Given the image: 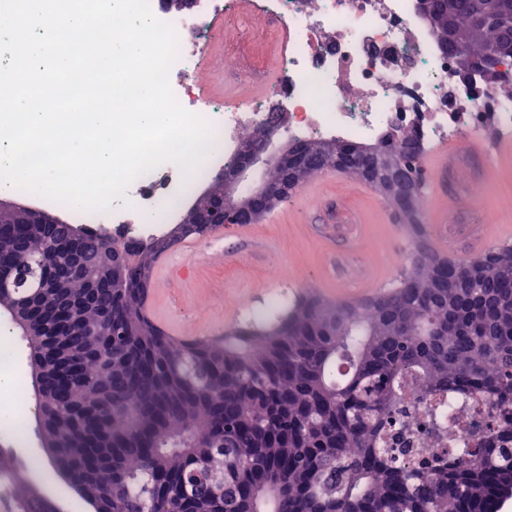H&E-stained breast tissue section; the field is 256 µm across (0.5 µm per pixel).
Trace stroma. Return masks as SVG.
<instances>
[{"mask_svg":"<svg viewBox=\"0 0 512 512\" xmlns=\"http://www.w3.org/2000/svg\"><path fill=\"white\" fill-rule=\"evenodd\" d=\"M316 180L321 186L319 195L294 193L278 206V223L261 221L260 228L270 241L266 252L250 254L235 224L225 228L218 247L206 248L194 280L167 284L152 280L151 318L162 326L170 320L177 322L182 338L212 337L238 324L250 312L266 310L305 291L321 292L325 258L334 244L316 236L311 222L316 209L358 210L364 232L352 247L351 258L373 267L379 287L389 286L411 248L407 227L389 222L390 204L378 191L364 193L360 180L332 170L317 174ZM461 194V206L448 208L450 223L486 225L490 247L500 246L503 227H512V164L489 161L483 178L462 189ZM277 266L286 268L285 279L269 280L268 270ZM7 446L18 455L20 477L58 497L68 512H84L76 491L59 472H51L46 479L34 474L32 465L43 455L36 433H29L22 443L8 441Z\"/></svg>","mask_w":512,"mask_h":512,"instance_id":"stroma-1","label":"stroma"}]
</instances>
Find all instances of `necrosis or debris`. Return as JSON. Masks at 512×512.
<instances>
[{
    "label": "necrosis or debris",
    "mask_w": 512,
    "mask_h": 512,
    "mask_svg": "<svg viewBox=\"0 0 512 512\" xmlns=\"http://www.w3.org/2000/svg\"><path fill=\"white\" fill-rule=\"evenodd\" d=\"M150 7L178 33L173 92L214 129L203 172L233 163L244 136L262 125L292 139L335 132L374 140L390 129L426 146L464 140L488 124L512 131V97L460 80L459 60L441 48L416 0H206L203 16L174 13L167 0ZM216 15L239 32L224 47V84L235 94L203 105L192 76L206 64L200 46L213 42ZM192 185L170 163L140 176L127 191L131 208L117 199L107 215L115 235L125 240L163 222ZM407 406L413 448L429 457L470 446L494 411L461 396L431 406L413 394Z\"/></svg>",
    "instance_id": "1"
}]
</instances>
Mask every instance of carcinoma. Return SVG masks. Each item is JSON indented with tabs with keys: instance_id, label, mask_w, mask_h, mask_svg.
<instances>
[{
	"instance_id": "carcinoma-1",
	"label": "carcinoma",
	"mask_w": 512,
	"mask_h": 512,
	"mask_svg": "<svg viewBox=\"0 0 512 512\" xmlns=\"http://www.w3.org/2000/svg\"><path fill=\"white\" fill-rule=\"evenodd\" d=\"M422 17L441 45L459 53L442 27L457 20L462 58L471 78L473 59L494 44L496 32L471 25L472 7L489 15L512 0H418ZM292 166L311 174L322 159L293 141ZM415 148V137L385 132L381 151ZM340 162L357 166L363 143L338 139ZM413 251L427 260L405 266L395 283L359 302H331L304 293L278 309L249 316L224 335L177 339L142 324L134 292L156 262L141 242L128 244L87 231L89 243L120 269L124 287L110 291L111 272L100 266L109 291L101 320L139 332L112 355L116 411L104 428L86 416L103 387L97 357L109 347L59 334L61 352L84 353L61 374L59 425L77 435L76 448H49L51 463L67 460L103 512H498L512 488V246L488 250L478 262L434 252L426 229L410 219ZM18 227L0 219V256L23 278L0 292L35 302L68 320L66 298L42 297L37 288L48 262L41 248L57 244L61 224H36L20 262ZM484 395L499 408L469 448L444 459H406L391 447L404 397ZM213 455L215 489L196 479L199 461ZM17 462L0 449V479L15 512H47L33 483L15 477Z\"/></svg>"
}]
</instances>
